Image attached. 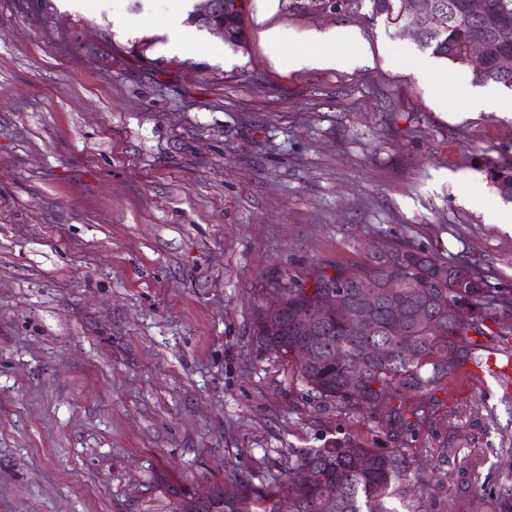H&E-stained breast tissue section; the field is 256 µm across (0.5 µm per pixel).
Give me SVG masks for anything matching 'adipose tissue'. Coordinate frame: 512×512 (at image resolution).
<instances>
[{"instance_id":"1","label":"adipose tissue","mask_w":512,"mask_h":512,"mask_svg":"<svg viewBox=\"0 0 512 512\" xmlns=\"http://www.w3.org/2000/svg\"><path fill=\"white\" fill-rule=\"evenodd\" d=\"M192 8L190 0H184L180 10L171 18L165 29L166 49L174 54L187 52L205 53L210 46L192 29L184 19ZM370 61L367 50L362 46L358 33L350 28L319 33L295 54L280 57V65L291 70L302 68H334L345 63L365 65Z\"/></svg>"}]
</instances>
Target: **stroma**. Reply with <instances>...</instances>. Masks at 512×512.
<instances>
[{"label":"stroma","instance_id":"obj_1","mask_svg":"<svg viewBox=\"0 0 512 512\" xmlns=\"http://www.w3.org/2000/svg\"><path fill=\"white\" fill-rule=\"evenodd\" d=\"M50 2L0 0V512H172L167 486L202 496L241 475L268 512L289 449L390 447L257 352L254 310L386 242L512 295V204L471 199L512 162V121L468 107L466 67L420 74L413 36L360 10L251 0L245 48L210 32L215 53L178 66L157 42L178 0ZM276 27L285 55L354 29L371 60L288 70L266 49ZM141 39L160 66L124 52ZM437 396L406 446L468 437L476 470L512 487V380L469 369ZM438 464L421 512L486 495L457 458Z\"/></svg>","mask_w":512,"mask_h":512}]
</instances>
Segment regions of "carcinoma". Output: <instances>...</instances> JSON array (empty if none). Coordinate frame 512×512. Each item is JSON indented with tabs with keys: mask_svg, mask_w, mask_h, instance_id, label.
<instances>
[{
	"mask_svg": "<svg viewBox=\"0 0 512 512\" xmlns=\"http://www.w3.org/2000/svg\"><path fill=\"white\" fill-rule=\"evenodd\" d=\"M430 16L428 32L417 40L420 49L468 68L477 84L494 83L512 89V70L503 73L499 60L512 57V45L495 41L483 20L464 15L458 5L466 0H418ZM294 8L332 12L346 7L368 11L388 27L403 24L402 0H291ZM246 9H225L224 43L245 47L243 16ZM481 39L485 54L474 57L469 44ZM153 42L136 41L124 51L141 63L156 60L146 52ZM497 191L512 187V163L487 170ZM400 251L406 261L395 269H382L366 257L361 263L338 266L335 272H317L309 281L288 279L274 289L282 301L283 315L277 323L263 319L257 308L251 332L257 349L288 362L295 380L306 393L324 404L354 413H367L377 426L396 441L409 431L427 427L441 408L435 392L461 376L467 364H480L491 344L512 358V330L494 331L512 316V295L491 288L483 274L465 261L451 262L413 246L385 245ZM387 278L402 287L389 300L374 298L369 334H357L353 325L356 299L367 286ZM336 293V310L326 319L322 332L308 340L314 348L309 363L293 355L303 340L297 313L322 292ZM414 455L406 448H370L361 439L346 437L322 448H290L280 471L274 475L278 488L269 512H419L409 494L417 482L425 488L439 481L434 471L416 475ZM306 469L312 479L296 481ZM242 491H216L205 502L188 496L178 512H253L252 490L240 482Z\"/></svg>",
	"mask_w": 512,
	"mask_h": 512,
	"instance_id": "cac0c4a2",
	"label": "carcinoma"
}]
</instances>
